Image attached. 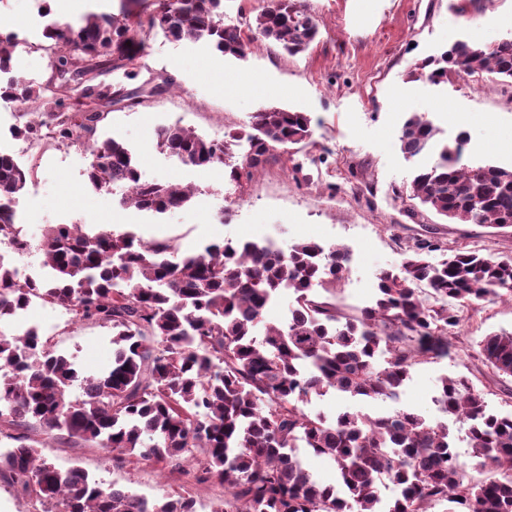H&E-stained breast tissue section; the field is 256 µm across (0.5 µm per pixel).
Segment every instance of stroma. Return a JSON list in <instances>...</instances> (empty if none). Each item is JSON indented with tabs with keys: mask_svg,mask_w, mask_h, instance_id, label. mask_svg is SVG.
Returning a JSON list of instances; mask_svg holds the SVG:
<instances>
[{
	"mask_svg": "<svg viewBox=\"0 0 512 512\" xmlns=\"http://www.w3.org/2000/svg\"><path fill=\"white\" fill-rule=\"evenodd\" d=\"M319 29L308 50L288 55L276 41L257 38L246 59H227L202 42H175L143 29L146 49L136 78L115 68L100 76L113 90L134 96L136 105H113L106 133L133 151L142 176L162 184L195 188L188 205L158 218L122 206L119 195L96 191L87 182L90 155L79 146L49 145L34 161L27 144L10 127L21 106L0 99V144L16 150L34 173L18 197L26 220L22 232L40 238L49 224H87L129 229L142 240L168 238L180 251H196L223 239L274 238L281 248L311 239L349 252V272L336 287V303L348 314L366 306L377 273L400 265L414 242L428 236L448 249L466 248L512 257V233L480 224L448 221L406 197L420 159L405 158L399 136L405 119L426 115L454 138L471 136V159L512 166V86L487 84L484 77H454L435 85L413 79L427 57L450 43H490L512 30V0H474L457 16L451 0H301ZM29 0H7L0 26L23 32L27 53L15 59V75L43 84L51 76L42 48L46 20L79 16V0H60L48 18L31 14ZM501 25H487L489 15ZM290 108L312 119L309 143L279 149L261 174L229 178L242 163L238 145L223 165L208 169L180 163L156 147L158 131L178 126L215 140L247 131L254 112ZM31 322L55 324L51 341L73 355L84 374L112 359V330L73 323L67 311L43 304ZM512 330V301L481 303L461 313L447 357L417 365L399 405L433 415L440 377L464 376L483 391L490 406L512 411V377L498 375L479 356L486 334ZM42 455L59 465H77L95 479L118 483L151 499L192 491L198 507L211 512L224 498L221 485L196 483L163 464L133 457L113 462L108 450L74 443L66 436L31 431Z\"/></svg>",
	"mask_w": 512,
	"mask_h": 512,
	"instance_id": "obj_1",
	"label": "stroma"
}]
</instances>
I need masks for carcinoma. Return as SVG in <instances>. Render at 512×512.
Returning <instances> with one entry per match:
<instances>
[{
    "label": "carcinoma",
    "instance_id": "cac0c4a2",
    "mask_svg": "<svg viewBox=\"0 0 512 512\" xmlns=\"http://www.w3.org/2000/svg\"><path fill=\"white\" fill-rule=\"evenodd\" d=\"M142 6L121 0L117 14L49 24L42 49L59 77L41 85L12 75V36L0 37V76H7L0 95L23 106L42 101L43 111L20 113L16 137L86 148L94 189L125 183L123 205L162 215L187 205L194 189L139 180L127 144L100 134L116 93L91 72L110 63L140 68L144 40L133 31L145 24L238 60L256 33L289 54L303 52L318 26L297 0H267L255 18L233 25L224 23L222 0H156L145 22ZM418 70L435 85L474 74L512 84V34L489 44L457 40ZM439 135L423 115L403 123L401 153L431 157L407 197L451 221L512 230V167L465 162L466 131L449 141ZM310 138L305 112H256L249 152L230 176L249 178L275 147ZM235 141L179 127L159 134L167 153L197 167L224 163ZM32 172L0 154V244L24 246L10 210ZM36 249L51 269L45 280L23 279L0 261V427L63 432L177 473L191 464L197 482L224 485L213 512H429L445 503L446 512H512V412L490 409L468 378L439 379L433 419L412 409L372 415L362 408L398 400L415 366L448 355L459 310L512 300V257L419 239L398 268L379 271L371 305L347 315L331 297L348 269L342 246L299 241L285 252L265 239H227L181 253L169 239L145 242L129 230L49 224ZM423 284L432 299L422 296ZM285 295L287 317L267 321L269 305ZM32 296L64 308L73 322L112 328V364L82 376L74 357L38 329H6ZM479 354L512 377V331L484 336ZM330 393L353 405L334 416L306 409ZM450 420L463 435L450 433ZM9 438L15 445L0 452V468L12 473L16 491L48 504L45 512H197L192 497L148 499L59 466L27 435ZM461 440L475 466L494 468L495 476L466 479ZM301 448L336 465V484L313 477Z\"/></svg>",
    "mask_w": 512,
    "mask_h": 512
}]
</instances>
